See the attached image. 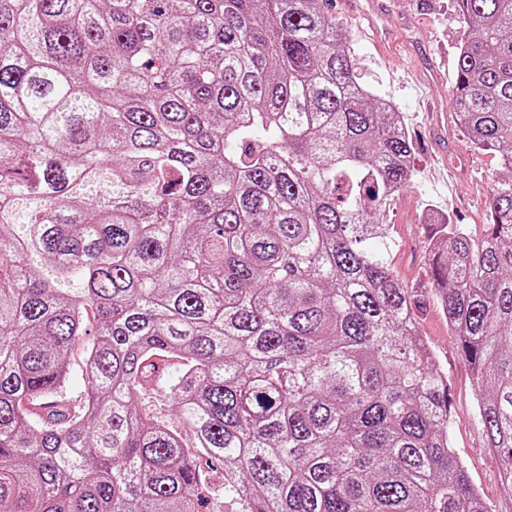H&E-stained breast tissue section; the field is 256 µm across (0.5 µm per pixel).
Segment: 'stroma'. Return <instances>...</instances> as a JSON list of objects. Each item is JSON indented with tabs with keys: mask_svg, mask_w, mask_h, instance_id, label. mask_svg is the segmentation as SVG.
<instances>
[{
	"mask_svg": "<svg viewBox=\"0 0 512 512\" xmlns=\"http://www.w3.org/2000/svg\"><path fill=\"white\" fill-rule=\"evenodd\" d=\"M354 50L355 74L394 106L414 152L408 188L385 204L388 261L412 294L419 330L448 377L450 442L489 512H512V489L488 448L477 417L478 389L436 296L426 254L437 224L463 225L474 242L485 233L486 201L499 158L474 149L454 120V83L462 27L456 0H324Z\"/></svg>",
	"mask_w": 512,
	"mask_h": 512,
	"instance_id": "1",
	"label": "stroma"
}]
</instances>
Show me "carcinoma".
<instances>
[{
	"label": "carcinoma",
	"mask_w": 512,
	"mask_h": 512,
	"mask_svg": "<svg viewBox=\"0 0 512 512\" xmlns=\"http://www.w3.org/2000/svg\"><path fill=\"white\" fill-rule=\"evenodd\" d=\"M458 6L501 172L428 264L512 488V0ZM412 153L320 0H0V512H203L205 469L224 512H488L387 259Z\"/></svg>",
	"instance_id": "carcinoma-1"
}]
</instances>
